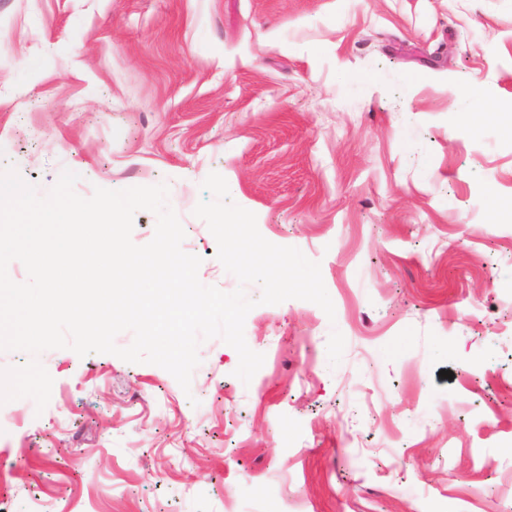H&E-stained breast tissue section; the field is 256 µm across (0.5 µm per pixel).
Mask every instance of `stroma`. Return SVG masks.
Returning <instances> with one entry per match:
<instances>
[{"label":"stroma","instance_id":"obj_1","mask_svg":"<svg viewBox=\"0 0 512 512\" xmlns=\"http://www.w3.org/2000/svg\"><path fill=\"white\" fill-rule=\"evenodd\" d=\"M504 106L512 0H0V168L167 184L200 281L256 299L194 214L219 173L335 310L253 308L247 384L218 338L187 391L41 353L44 411L0 406V512H512Z\"/></svg>","mask_w":512,"mask_h":512}]
</instances>
